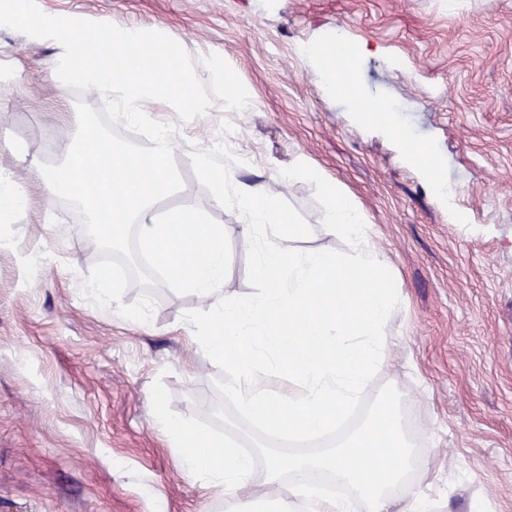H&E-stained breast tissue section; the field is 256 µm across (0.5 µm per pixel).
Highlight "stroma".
<instances>
[{
    "label": "stroma",
    "instance_id": "1",
    "mask_svg": "<svg viewBox=\"0 0 512 512\" xmlns=\"http://www.w3.org/2000/svg\"><path fill=\"white\" fill-rule=\"evenodd\" d=\"M50 16L159 31L194 62L222 56L251 108L221 104L178 126L175 161L194 206L226 226L191 165L225 131L237 182L261 185L311 227L301 246L345 250L320 226L308 181L280 171L307 161L337 182L376 229L402 304L390 326L401 356L365 397L394 386L409 407L417 463L438 468V512H512V0H37ZM344 31L358 56L356 92L388 100V118L434 146L456 188L438 198L380 121L332 98L301 46ZM58 47L0 26V176L21 180L32 204L0 222V512H225L178 468L154 425L150 387L171 408L211 420L224 374L188 341L195 295L151 288V322L93 305L82 287L100 253L78 234V212L47 199L40 164L58 163L75 119L53 114Z\"/></svg>",
    "mask_w": 512,
    "mask_h": 512
}]
</instances>
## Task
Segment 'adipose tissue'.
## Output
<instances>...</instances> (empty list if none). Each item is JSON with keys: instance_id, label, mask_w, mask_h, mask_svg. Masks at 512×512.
I'll return each instance as SVG.
<instances>
[{"instance_id": "adipose-tissue-1", "label": "adipose tissue", "mask_w": 512, "mask_h": 512, "mask_svg": "<svg viewBox=\"0 0 512 512\" xmlns=\"http://www.w3.org/2000/svg\"><path fill=\"white\" fill-rule=\"evenodd\" d=\"M299 53L316 68L327 93L340 97L344 89L333 62L353 54L345 33L339 31L327 41L301 47ZM386 131L406 149L409 160L439 198L453 196L452 185L436 174V154L428 143L393 123L387 124ZM405 417V402L384 396L370 418L337 442L335 449L318 455L269 457L260 479L255 478L250 459L238 453L234 444L190 434L185 420L162 412L156 424L180 447V462L187 475L204 491L223 494L231 512H434L436 501L427 489L436 480L435 470L424 469L419 483L407 482L414 461L404 431ZM317 473L350 487V496H330L314 488L309 479ZM283 481L288 484L284 494L278 490ZM402 484L407 487L404 500L393 505L391 490Z\"/></svg>"}]
</instances>
